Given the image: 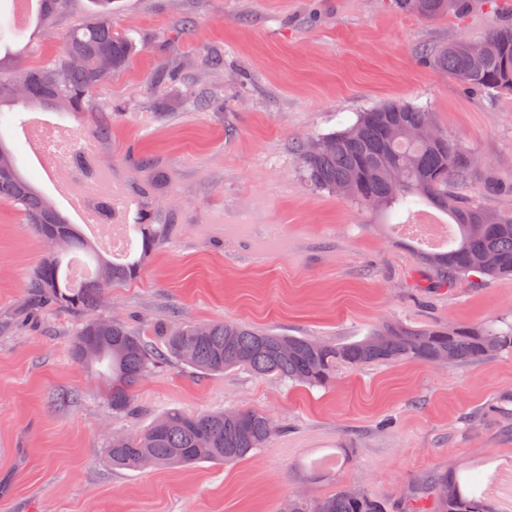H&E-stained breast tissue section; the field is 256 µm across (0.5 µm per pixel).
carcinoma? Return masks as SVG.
I'll return each mask as SVG.
<instances>
[{
    "label": "carcinoma",
    "instance_id": "carcinoma-1",
    "mask_svg": "<svg viewBox=\"0 0 512 512\" xmlns=\"http://www.w3.org/2000/svg\"><path fill=\"white\" fill-rule=\"evenodd\" d=\"M470 0H392L401 13L434 20L461 14ZM87 14L67 32L61 50L42 65L0 76V122L10 124L19 102L50 105L66 112L93 111L91 94L112 74L124 69L132 56V39L112 27V0H91ZM484 56L474 61L456 43L442 46L429 61L457 83L480 91L512 92V19L495 23L487 36ZM433 124L421 106L390 100L358 113L350 126L297 149L307 185L334 193L346 187L348 198L378 212H412L425 203L446 213L456 228L446 249L416 252L437 289L475 272L488 277L512 275V212L475 204L452 190L473 170L467 151L445 136L418 137L414 131ZM0 200L23 213L25 225L42 241L60 238L30 279L22 312L36 316L53 307L82 322L72 340L73 358L81 363L84 341L99 343L94 363L105 367L107 403L115 414L134 411L135 388L153 371L169 363L204 375L242 368L260 377L298 385L329 384L341 366L361 368L402 360L434 363L446 355L456 364L485 360L490 352L512 350V327L464 324L411 326L390 321L360 340L329 343L306 336L259 330L237 322L176 328L160 324L152 344L120 320L92 316L106 292L139 277L144 259L168 237L167 224H131L140 238L141 253L122 263L98 253L80 230L57 210L21 173L12 150L0 139ZM83 252L94 272L75 285L63 267L71 253ZM278 433L273 420L255 410L224 409L190 413L174 408L143 432L112 441L107 457L116 469L138 471L202 462H233L264 448ZM288 512H387L380 500L364 491L343 488L315 503L293 496ZM403 512H492L480 499L462 492L459 482L433 474L404 505Z\"/></svg>",
    "mask_w": 512,
    "mask_h": 512
}]
</instances>
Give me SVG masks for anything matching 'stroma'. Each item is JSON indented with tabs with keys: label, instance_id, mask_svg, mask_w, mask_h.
<instances>
[{
	"label": "stroma",
	"instance_id": "obj_1",
	"mask_svg": "<svg viewBox=\"0 0 512 512\" xmlns=\"http://www.w3.org/2000/svg\"><path fill=\"white\" fill-rule=\"evenodd\" d=\"M90 7L70 0L52 21L0 41L17 64L52 58ZM512 19V0H474L435 20L389 0H112V25L135 43L129 65L92 103L111 134L93 140L126 184L131 222L171 233L138 280L112 289L99 317L149 332L157 322L235 321L329 342L362 338L388 320L413 325L512 321V277L473 273L430 289L395 226L448 217L424 204L386 219L304 182L295 147L401 99L433 112L442 134L477 160L456 191L512 212V94L461 86L428 50L481 40ZM220 50L224 63L205 59ZM164 64L180 81L154 85ZM224 100L220 112L194 104ZM0 128L22 174L66 203L27 135L33 117L90 134L87 112L17 105ZM46 252L21 211L0 201V512H280L292 496L319 500L346 486L401 512L432 474L458 480L494 512L512 474V352L473 363L416 361L342 367L323 388L243 370L200 375L176 365L135 390L138 411L113 414L94 370L71 355L77 318L48 308L22 319L32 272ZM249 409L279 426L267 447L234 463L112 469L113 435H134L164 412Z\"/></svg>",
	"mask_w": 512,
	"mask_h": 512
}]
</instances>
